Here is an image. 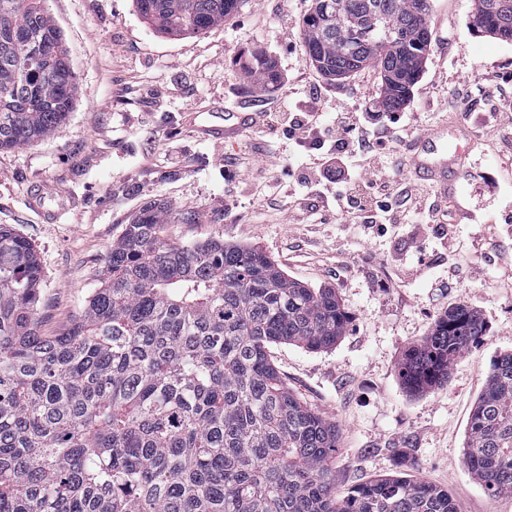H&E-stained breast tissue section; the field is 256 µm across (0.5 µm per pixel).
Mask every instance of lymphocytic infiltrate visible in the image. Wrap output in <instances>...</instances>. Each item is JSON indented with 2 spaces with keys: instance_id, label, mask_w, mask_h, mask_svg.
<instances>
[{
  "instance_id": "obj_1",
  "label": "lymphocytic infiltrate",
  "mask_w": 512,
  "mask_h": 512,
  "mask_svg": "<svg viewBox=\"0 0 512 512\" xmlns=\"http://www.w3.org/2000/svg\"><path fill=\"white\" fill-rule=\"evenodd\" d=\"M269 123L282 126L296 147L325 161H339L346 170L333 196L336 214L350 224H363L368 213L382 218L377 231L397 224H426L431 230L453 223L456 207L437 199L427 184L397 175L387 154L401 147L406 129L394 112H372L360 119L353 112L330 114L280 110L268 113Z\"/></svg>"
}]
</instances>
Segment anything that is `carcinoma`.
<instances>
[{"label":"carcinoma","instance_id":"1","mask_svg":"<svg viewBox=\"0 0 512 512\" xmlns=\"http://www.w3.org/2000/svg\"><path fill=\"white\" fill-rule=\"evenodd\" d=\"M241 0H134L160 34L199 35ZM496 0H475L472 31L497 34ZM429 0H311L308 61L334 80L374 66L377 107L401 108L425 63ZM401 27L397 49L365 34ZM245 74L280 81L261 49ZM77 83L45 0H0V150L51 135L73 111ZM202 216L150 199L112 242L106 271L73 324L39 329L42 268L32 244L0 225V512H457L448 490L386 476L336 496V425L304 404L269 359L272 344L316 351L344 335L333 288H308L254 248L210 238L169 242L165 224ZM466 307L446 311L409 347L411 393L448 383L483 343ZM464 462L492 493H512V352L492 364L470 417Z\"/></svg>","mask_w":512,"mask_h":512}]
</instances>
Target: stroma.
Listing matches in <instances>:
<instances>
[{
	"mask_svg": "<svg viewBox=\"0 0 512 512\" xmlns=\"http://www.w3.org/2000/svg\"><path fill=\"white\" fill-rule=\"evenodd\" d=\"M61 28L78 94L73 112L37 143L0 150V224L29 240L43 270L41 332L69 328L99 288L105 258L142 199L164 198L198 211L197 224H167L163 237L189 244L212 236L254 247L290 279L331 287L350 316L330 348L310 351L274 344L270 356L289 388L336 424L340 445L331 466L336 493L379 476L407 473L447 489L460 512H512V494H489L463 463L472 409L490 365L512 351V145L483 146L496 98L487 82L512 99V41L478 37L470 29L474 0H431L428 58L400 115L424 132L457 105L474 144L458 182L461 204L440 236L406 224L383 235L327 214L325 223H291L282 193L250 195L247 171L225 166L243 158L271 169L306 157L287 139L252 128L217 142L203 139L189 113L223 106L261 111L253 83L236 57L261 48L282 76L272 88L288 94L289 75L318 87L313 109L375 111L380 84L368 67L329 81L307 62L302 18L310 0H242L224 25L189 37L157 33L133 0H46ZM177 179H168L170 171ZM139 195L128 193L130 184ZM48 192L46 221L29 206ZM478 312L483 344L460 359L447 383L409 393L398 376L404 351L426 336L448 309Z\"/></svg>",
	"mask_w": 512,
	"mask_h": 512,
	"instance_id": "35a3bbf8",
	"label": "stroma"
}]
</instances>
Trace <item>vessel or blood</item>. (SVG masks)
Instances as JSON below:
<instances>
[{
	"mask_svg": "<svg viewBox=\"0 0 512 512\" xmlns=\"http://www.w3.org/2000/svg\"><path fill=\"white\" fill-rule=\"evenodd\" d=\"M258 122L259 115L255 112H212L197 124L196 130L204 138L221 141ZM452 137L458 139V147H449L448 140ZM469 138L470 131L463 124L453 130L440 124L416 136L405 146L411 173L430 182L444 194L455 193L454 176L467 158L460 144Z\"/></svg>",
	"mask_w": 512,
	"mask_h": 512,
	"instance_id": "obj_1",
	"label": "vessel or blood"
}]
</instances>
